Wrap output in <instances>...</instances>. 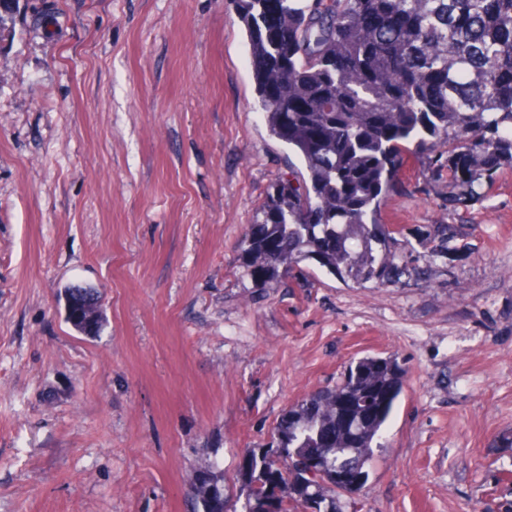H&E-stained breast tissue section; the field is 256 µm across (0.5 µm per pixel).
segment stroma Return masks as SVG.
Masks as SVG:
<instances>
[{"label": "stroma", "mask_w": 512, "mask_h": 512, "mask_svg": "<svg viewBox=\"0 0 512 512\" xmlns=\"http://www.w3.org/2000/svg\"><path fill=\"white\" fill-rule=\"evenodd\" d=\"M233 0H11L0 27V512H188L195 470L375 355L403 390L361 512H512V168L465 208L405 155L414 243L357 284H256L240 242L288 151ZM441 224L452 238L427 241ZM102 297L100 335L66 320Z\"/></svg>", "instance_id": "obj_1"}]
</instances>
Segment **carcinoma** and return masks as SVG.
<instances>
[{
    "mask_svg": "<svg viewBox=\"0 0 512 512\" xmlns=\"http://www.w3.org/2000/svg\"><path fill=\"white\" fill-rule=\"evenodd\" d=\"M256 105L270 135L302 170L276 179L241 240L261 282L313 260L356 282L401 272L408 243L381 228L380 208L404 153L448 168V203L512 166V0H236ZM67 321L99 332L101 304L69 292ZM402 390L391 357L350 362L336 384L311 391L277 421L270 447L314 462L243 459L231 496L213 481L192 512H353Z\"/></svg>",
    "mask_w": 512,
    "mask_h": 512,
    "instance_id": "cac0c4a2",
    "label": "carcinoma"
}]
</instances>
